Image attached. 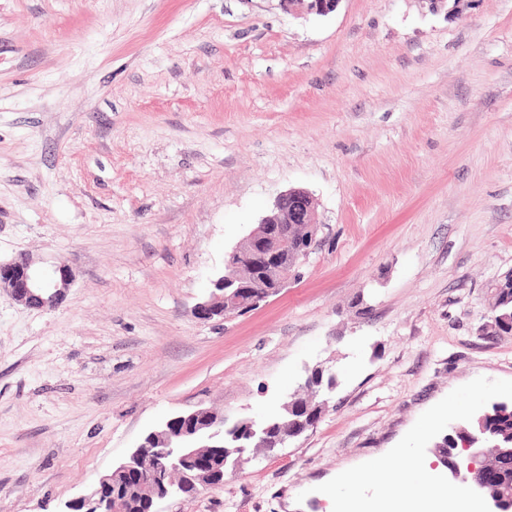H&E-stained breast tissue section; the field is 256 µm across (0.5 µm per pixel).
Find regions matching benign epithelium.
Segmentation results:
<instances>
[{
	"label": "benign epithelium",
	"mask_w": 512,
	"mask_h": 512,
	"mask_svg": "<svg viewBox=\"0 0 512 512\" xmlns=\"http://www.w3.org/2000/svg\"><path fill=\"white\" fill-rule=\"evenodd\" d=\"M340 0H281L290 13L297 10L326 16ZM321 222L311 194L293 188L280 194L271 211L225 260L222 273L211 279L206 300L193 308V316L208 321L228 318L259 306L278 294L288 274L311 253ZM74 282L65 260L49 267L37 265L20 253L0 261V294L28 307L53 310L61 306ZM322 414L263 425L251 419L225 427L224 415L208 408L177 414L150 431L128 458L98 477L83 494L66 503V512H122L115 482L125 480L147 491L148 512L157 502L173 496H193L200 490L224 484L226 472H236L246 450L226 434L246 435L259 448L272 453L315 429ZM450 477L486 500L490 512H512V447L502 448L488 437L482 447L462 441V457L444 460Z\"/></svg>",
	"instance_id": "obj_1"
}]
</instances>
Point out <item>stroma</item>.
<instances>
[{
  "label": "stroma",
  "mask_w": 512,
  "mask_h": 512,
  "mask_svg": "<svg viewBox=\"0 0 512 512\" xmlns=\"http://www.w3.org/2000/svg\"><path fill=\"white\" fill-rule=\"evenodd\" d=\"M322 228L286 288L201 321L281 192ZM64 259L61 307L0 295V512H61L166 418L317 428L160 512H285L478 377L512 380V0H0V259ZM312 512H327L320 497ZM284 9L290 13L297 10L309 14L326 16L336 11L340 0H280ZM492 300L494 327L502 332L511 331L512 325H502L500 317H512V271L504 274L498 280L492 291Z\"/></svg>",
  "instance_id": "35a3bbf8"
}]
</instances>
